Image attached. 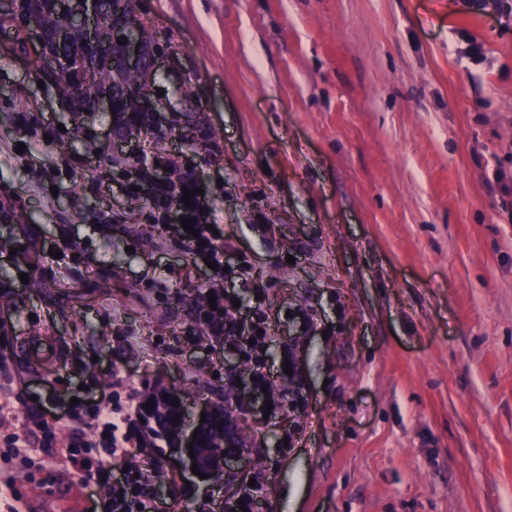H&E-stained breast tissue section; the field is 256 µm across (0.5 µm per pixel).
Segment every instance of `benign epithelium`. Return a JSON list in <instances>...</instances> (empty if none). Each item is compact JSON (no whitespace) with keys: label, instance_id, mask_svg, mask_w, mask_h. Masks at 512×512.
<instances>
[{"label":"benign epithelium","instance_id":"7a95c632","mask_svg":"<svg viewBox=\"0 0 512 512\" xmlns=\"http://www.w3.org/2000/svg\"><path fill=\"white\" fill-rule=\"evenodd\" d=\"M58 14L64 17L66 29H75L83 33L87 45L97 44L98 31L106 17H111L112 23L117 25L119 36L127 43L115 54L102 55L97 59V66L111 70L117 75L145 72L149 75L164 74L163 66L170 57V52L163 51L154 54L149 62H144L142 43L138 33L137 23L141 22L139 15V0H80V7L74 9L70 0H56ZM0 17L9 19L25 32L26 38L32 40L34 49L30 51L27 62L38 61L40 69L57 80L71 84L75 89L85 92L92 84V72L87 63L79 56H66L57 51L56 45L62 43L65 29L52 31L39 12H24L21 10L20 0H0ZM122 95L125 98L137 99L143 111L147 112L156 126L172 129L169 136L170 143L189 149L200 143L201 134L197 128L185 131L181 128H172V123L166 113L172 111L170 102L161 97H147L141 95L140 85L128 82L122 85ZM135 143L140 154L145 155L154 147L151 137L132 139L116 137L112 143L115 152L123 151L125 145ZM196 469L200 473L209 475L213 468L221 467L224 471L236 469L238 473H245V451L240 449L232 455H217V458L207 466L202 463L198 446H193Z\"/></svg>","mask_w":512,"mask_h":512}]
</instances>
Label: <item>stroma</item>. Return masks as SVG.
I'll use <instances>...</instances> for the list:
<instances>
[{
  "label": "stroma",
  "instance_id": "stroma-1",
  "mask_svg": "<svg viewBox=\"0 0 512 512\" xmlns=\"http://www.w3.org/2000/svg\"><path fill=\"white\" fill-rule=\"evenodd\" d=\"M139 9L171 46L172 120L208 133L162 154L189 165L199 222L249 275L158 229L145 165L101 156L111 116L74 131L56 88L0 47V512H57L73 469L56 451L99 458L98 405L128 414L150 386L190 424L231 394L250 464L201 480L128 415L112 472L168 483L163 512L246 495L253 512H512V0ZM215 287L241 319L264 290V392L238 387L252 364L199 321L193 298ZM47 427L51 449L5 443Z\"/></svg>",
  "mask_w": 512,
  "mask_h": 512
}]
</instances>
